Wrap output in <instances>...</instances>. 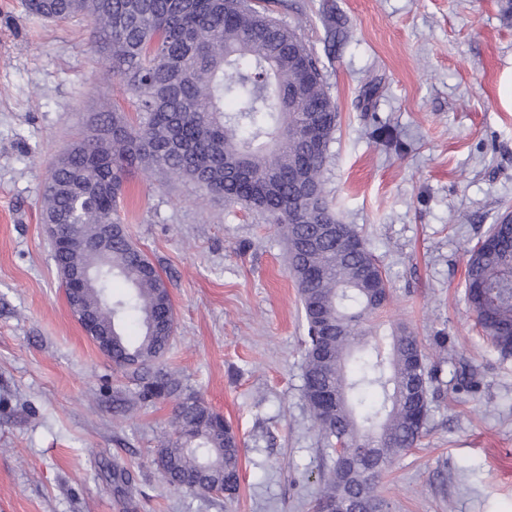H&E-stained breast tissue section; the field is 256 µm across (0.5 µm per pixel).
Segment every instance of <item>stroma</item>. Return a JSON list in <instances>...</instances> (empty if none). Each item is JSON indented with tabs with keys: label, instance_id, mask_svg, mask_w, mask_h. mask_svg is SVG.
I'll return each mask as SVG.
<instances>
[{
	"label": "stroma",
	"instance_id": "stroma-1",
	"mask_svg": "<svg viewBox=\"0 0 512 512\" xmlns=\"http://www.w3.org/2000/svg\"><path fill=\"white\" fill-rule=\"evenodd\" d=\"M322 61L339 113L327 199L390 282L432 374L426 433L383 475L390 512H512V359L464 300L467 252L512 212V17L501 0H260ZM84 17L0 0V512H314L324 458L303 386L306 325L273 225L195 184L136 170L120 216L165 278L164 359L244 443L233 507L154 462L171 396L113 414L133 386L77 321L42 221L53 160L95 113L136 104ZM474 369L472 391L455 374ZM129 468L117 497L112 465Z\"/></svg>",
	"mask_w": 512,
	"mask_h": 512
}]
</instances>
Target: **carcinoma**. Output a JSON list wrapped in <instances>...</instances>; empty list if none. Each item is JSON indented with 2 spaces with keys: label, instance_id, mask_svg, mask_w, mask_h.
Listing matches in <instances>:
<instances>
[{
  "label": "carcinoma",
  "instance_id": "carcinoma-1",
  "mask_svg": "<svg viewBox=\"0 0 512 512\" xmlns=\"http://www.w3.org/2000/svg\"><path fill=\"white\" fill-rule=\"evenodd\" d=\"M49 20L86 17L106 72L135 97L139 118L101 112L89 135L69 144L51 167L46 224H75L84 245L53 252L57 269L86 263L96 285L81 304L112 336V363L153 404L178 389L164 369L172 326L156 321L166 299L118 210L131 168L188 180L226 205L256 210L283 233L307 323L303 391L326 463L316 512L338 500L388 512L378 492L385 469L413 447L428 416L431 374L422 344L399 324L390 349L374 346L368 325L390 286L366 241L328 204L325 163L339 115L323 66L295 30L257 8L256 0H27ZM315 115V145L301 121ZM304 169L310 187L288 182ZM112 225L99 259L87 247ZM339 226V236L320 225ZM121 279L128 293L113 296ZM465 296L483 335L512 357V214H502L468 251ZM172 436L157 449L165 481L191 492L239 487L241 440L196 394L174 411ZM353 455L342 459L336 445ZM118 494L132 493L130 470L112 467Z\"/></svg>",
  "mask_w": 512,
  "mask_h": 512
}]
</instances>
